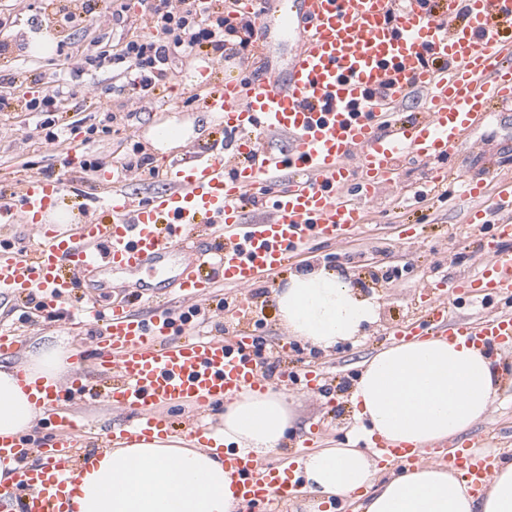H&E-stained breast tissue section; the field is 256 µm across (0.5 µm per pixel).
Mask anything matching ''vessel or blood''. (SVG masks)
<instances>
[{"mask_svg": "<svg viewBox=\"0 0 512 512\" xmlns=\"http://www.w3.org/2000/svg\"><path fill=\"white\" fill-rule=\"evenodd\" d=\"M463 24L452 25L456 14ZM512 0H444L430 11L419 0H294L280 26L297 41L285 75L270 73L244 82L228 76L209 84L203 101L231 139L223 153H185L174 160L173 187L144 205L110 188L103 176L99 190L107 200L100 216L80 213L69 231L45 233L29 259L0 254V294L39 293L62 300L71 288H87L102 271L135 273L170 254L177 240H189L201 224L224 231L218 252L198 250L177 286L196 299L210 288L209 265L225 283L246 288L288 261L289 252L314 239L339 244L364 222L359 203L345 191L352 175L372 198L379 185L395 180L401 158L424 161L447 157L467 132L495 105L512 104ZM415 88L426 91L431 109L416 122L394 121L393 112ZM288 133L287 151L266 148L259 135ZM291 170L295 177L281 181ZM65 185L42 174L27 177L13 201L0 203V223H41L53 210ZM261 195L269 213L259 223L246 221L241 203ZM498 204L504 214L480 244L476 274L449 285L452 294L482 300L512 297V178L501 180ZM80 274L71 279L63 266ZM426 318L418 330L397 328L401 339L422 335L458 339L485 351L498 375L512 377V313L494 312L477 321L449 319L445 302L427 291ZM97 327L106 344L87 358L76 352L65 382L36 386V403L83 393L90 368L115 371L117 384L107 393L113 406L134 415L126 438L166 435L173 426L154 413L163 404L188 402L204 410L214 402L268 384L263 366L250 353L253 338L238 331L230 339L198 337L188 322L169 311L148 316L123 307L101 312L88 304L77 316ZM84 430L73 417L63 418L58 437L29 449L0 439V462L18 466L12 485L0 484V512H70V488L87 465L75 448ZM191 437L214 449L247 505L271 507L301 496L294 473L279 474L251 455L217 444L208 427ZM374 448L395 463L430 460L460 473L471 492L486 488L494 469L476 452L475 440L450 451L392 446ZM36 463H29V456ZM30 489L24 501L15 491Z\"/></svg>", "mask_w": 512, "mask_h": 512, "instance_id": "obj_1", "label": "vessel or blood"}]
</instances>
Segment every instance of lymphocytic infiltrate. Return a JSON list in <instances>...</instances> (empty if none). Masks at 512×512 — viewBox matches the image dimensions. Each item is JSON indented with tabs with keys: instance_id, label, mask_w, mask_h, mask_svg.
Here are the masks:
<instances>
[{
	"instance_id": "lymphocytic-infiltrate-1",
	"label": "lymphocytic infiltrate",
	"mask_w": 512,
	"mask_h": 512,
	"mask_svg": "<svg viewBox=\"0 0 512 512\" xmlns=\"http://www.w3.org/2000/svg\"><path fill=\"white\" fill-rule=\"evenodd\" d=\"M216 0H151L147 7L153 35L138 31V16L130 5L99 6L97 0H85L82 13L92 16L97 26L121 31L123 37L111 51L80 59L79 70H96L104 63L126 66L138 76L125 103L128 112L150 110L159 87L172 78L175 56L203 48L212 49L220 58L245 57L252 45L251 23L235 25L230 15L215 5Z\"/></svg>"
}]
</instances>
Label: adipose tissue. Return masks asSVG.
<instances>
[{
	"label": "adipose tissue",
	"mask_w": 512,
	"mask_h": 512,
	"mask_svg": "<svg viewBox=\"0 0 512 512\" xmlns=\"http://www.w3.org/2000/svg\"><path fill=\"white\" fill-rule=\"evenodd\" d=\"M281 326L327 350L356 338L376 316L350 274L324 267L293 273L276 295ZM72 347L49 339L29 353L25 377L0 367V437L29 433L41 415L28 384L57 382ZM497 398L496 372L480 349L444 338L402 342L371 357L354 386L356 424L345 446L298 462L306 494L354 498L361 512H512V465L495 468L487 491L469 494L452 471L427 461L383 476L365 442L430 446L483 420ZM293 418L283 394L245 390L224 411L214 437L264 456L283 443ZM72 512H241L231 476L211 449L174 436L123 441L93 457L69 501Z\"/></svg>",
	"instance_id": "1"
}]
</instances>
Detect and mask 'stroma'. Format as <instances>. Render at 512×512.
<instances>
[{
  "mask_svg": "<svg viewBox=\"0 0 512 512\" xmlns=\"http://www.w3.org/2000/svg\"><path fill=\"white\" fill-rule=\"evenodd\" d=\"M6 2L14 19L8 33L14 41L26 43L25 49L12 54L17 72L25 78L22 93L50 94L63 86L71 96L72 109L55 116L57 124L68 127L67 140L58 152L27 135L29 128L44 120V113L0 114V124L18 129L14 140L0 141V190L18 191L21 182L35 173L60 174L65 182L85 184L81 170L62 172L60 154L64 151L85 155L89 160L100 158L110 166L117 158L134 157L140 149L153 155L158 177L129 175L117 189L143 201L169 189L168 166L173 159L182 156L188 148L202 150L223 139V130L203 111L201 102L191 99L195 78L188 58H175L181 80L175 88L159 91L150 111L110 122L107 113L119 111L130 94L122 67L107 63L95 71L78 72L68 61L74 55L98 53L117 40V32L96 28L89 20L64 28L52 23L45 25L41 22L44 0ZM45 35L53 39L55 47L50 55L42 56L33 52L32 45ZM169 121L180 124L187 136L176 147L161 152L155 147L152 131L158 124ZM441 165L483 175L487 191H495L497 175H512V112L484 115ZM428 169V163L405 158L397 183L381 186L373 198L364 200L365 227L348 243L314 240L293 255L284 269L261 277L251 286L234 288L219 280L199 299V307L206 312V331L215 334L223 329L231 333L242 324L265 348L287 343L288 348L279 355L278 367L269 382L270 387L285 393L294 418L287 444L298 443L319 423L324 431L316 441L317 446L346 443L355 424L351 393L363 363L390 346L394 328L415 318L425 286L444 284L475 270L480 240L489 227L467 223L469 202L460 186L449 184L435 193L424 194ZM404 224L414 225V236H401L400 227ZM185 266L183 254L172 252L164 265L137 274H113L111 287L97 289V298L103 307L122 302L142 314L168 308L173 281ZM321 266L349 270L358 288L376 297L379 304L378 319L366 336L340 344L327 353L288 338L279 323L276 307V294L291 274ZM389 271L395 274L393 281L381 282V275ZM221 300L226 303L222 309L217 306ZM243 300L249 302L251 315L242 323L236 316V306ZM30 310L26 301L0 295V323L16 328L22 336L17 353L0 355L1 365L25 364L26 353L35 338H73V331L51 308H41L35 316ZM312 367L326 375L322 389L310 392L287 381V374L300 376ZM488 430L496 431L501 448L512 452V390L499 391L488 416L469 429L467 435L476 438Z\"/></svg>",
  "mask_w": 512,
  "mask_h": 512,
  "instance_id": "1",
  "label": "stroma"
}]
</instances>
